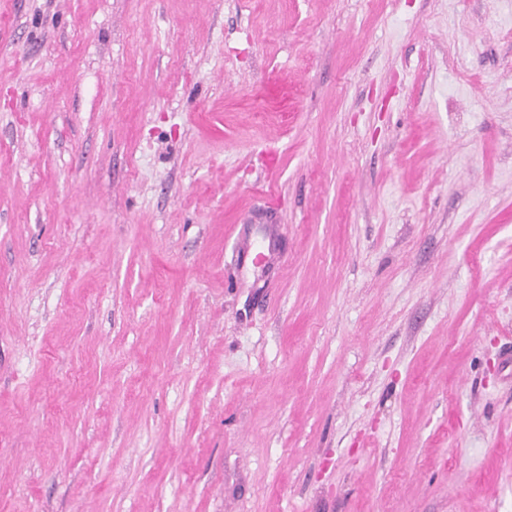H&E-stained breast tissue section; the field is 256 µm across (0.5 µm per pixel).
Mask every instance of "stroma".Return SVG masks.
<instances>
[{
    "label": "stroma",
    "mask_w": 512,
    "mask_h": 512,
    "mask_svg": "<svg viewBox=\"0 0 512 512\" xmlns=\"http://www.w3.org/2000/svg\"><path fill=\"white\" fill-rule=\"evenodd\" d=\"M0 512H512V0H0Z\"/></svg>",
    "instance_id": "stroma-1"
}]
</instances>
